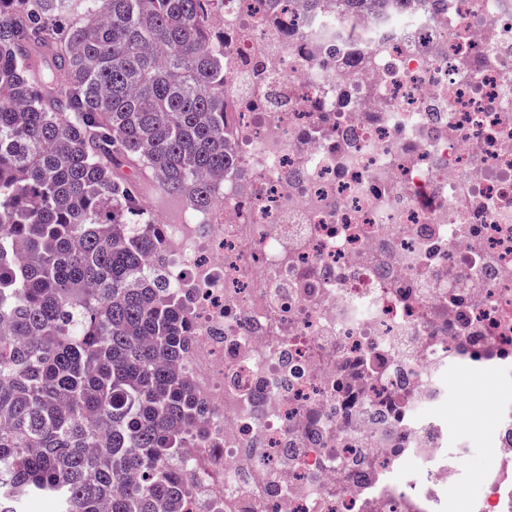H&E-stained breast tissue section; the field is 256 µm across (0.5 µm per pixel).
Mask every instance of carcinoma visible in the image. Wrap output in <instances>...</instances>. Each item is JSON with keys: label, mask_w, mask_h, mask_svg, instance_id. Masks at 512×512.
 <instances>
[{"label": "carcinoma", "mask_w": 512, "mask_h": 512, "mask_svg": "<svg viewBox=\"0 0 512 512\" xmlns=\"http://www.w3.org/2000/svg\"><path fill=\"white\" fill-rule=\"evenodd\" d=\"M407 0H335L348 18ZM224 0H0V512H182L206 408L151 184L233 163Z\"/></svg>", "instance_id": "cac0c4a2"}]
</instances>
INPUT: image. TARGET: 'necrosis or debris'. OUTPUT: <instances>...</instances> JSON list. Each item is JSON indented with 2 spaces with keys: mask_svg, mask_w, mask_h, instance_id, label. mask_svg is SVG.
I'll use <instances>...</instances> for the list:
<instances>
[{
  "mask_svg": "<svg viewBox=\"0 0 512 512\" xmlns=\"http://www.w3.org/2000/svg\"><path fill=\"white\" fill-rule=\"evenodd\" d=\"M330 37L226 0L236 162L161 210L207 408L186 512H450L446 374L503 392L470 512H512V0H422Z\"/></svg>",
  "mask_w": 512,
  "mask_h": 512,
  "instance_id": "1",
  "label": "necrosis or debris"
}]
</instances>
